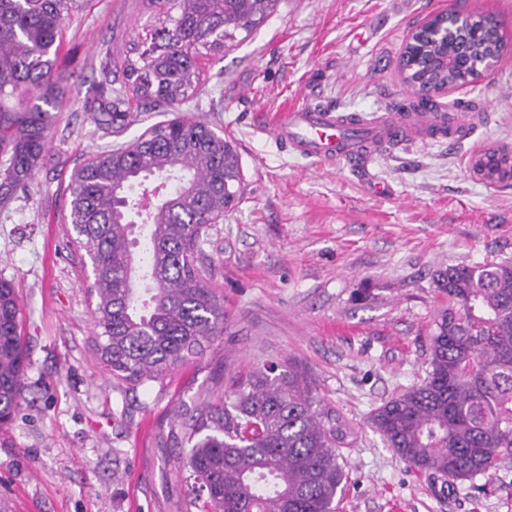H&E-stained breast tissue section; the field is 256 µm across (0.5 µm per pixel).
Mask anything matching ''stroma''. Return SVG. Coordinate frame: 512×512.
<instances>
[{"label": "stroma", "instance_id": "obj_1", "mask_svg": "<svg viewBox=\"0 0 512 512\" xmlns=\"http://www.w3.org/2000/svg\"><path fill=\"white\" fill-rule=\"evenodd\" d=\"M445 9L497 15L512 35V0H280L223 58L200 63L183 115L236 147L243 195L212 225L203 274L224 297V333L200 365L132 386L108 376L92 347L93 275L65 224L72 172L107 144L84 110L101 68L119 69L144 41L147 0H78L63 22L59 70L72 90L27 193L0 207V278L10 281L29 341L26 400L0 425V512H177L185 456L156 443L182 402L211 379L246 377L268 361L297 363L357 433L341 449L335 512H512V463L447 482L411 469L369 422L425 376L434 317L432 275L457 264L512 261V179L473 163L512 152V57L442 95L487 105L491 117L456 146L383 150L368 171L321 168L258 131L304 101L369 114L407 87L399 58L412 30ZM368 282L372 294L353 291Z\"/></svg>", "mask_w": 512, "mask_h": 512}]
</instances>
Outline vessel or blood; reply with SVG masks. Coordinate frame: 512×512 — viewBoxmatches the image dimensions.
<instances>
[{
	"label": "vessel or blood",
	"mask_w": 512,
	"mask_h": 512,
	"mask_svg": "<svg viewBox=\"0 0 512 512\" xmlns=\"http://www.w3.org/2000/svg\"><path fill=\"white\" fill-rule=\"evenodd\" d=\"M484 118L480 111L442 116L433 105L404 97L369 120L328 105H297L276 112L260 131L294 155L319 164H366L375 151L409 142L466 139L473 124Z\"/></svg>",
	"instance_id": "obj_1"
}]
</instances>
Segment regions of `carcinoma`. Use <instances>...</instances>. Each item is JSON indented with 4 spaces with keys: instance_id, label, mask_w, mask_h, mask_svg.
I'll list each match as a JSON object with an SVG mask.
<instances>
[{
    "instance_id": "1",
    "label": "carcinoma",
    "mask_w": 512,
    "mask_h": 512,
    "mask_svg": "<svg viewBox=\"0 0 512 512\" xmlns=\"http://www.w3.org/2000/svg\"><path fill=\"white\" fill-rule=\"evenodd\" d=\"M278 0H149L158 23L123 62L121 87L103 70L98 129L144 112H173L199 88L198 61L250 35ZM71 0H0V205L25 193L47 150L53 113L70 100L56 73ZM175 187L147 209L143 181ZM231 142L204 120L176 116L110 144L71 176L74 244L92 266L93 350L107 373L133 384L202 360L224 333V302L198 267L211 222L239 200ZM145 216L144 242L131 214ZM439 298L425 378L385 401L372 427L417 472L472 480L512 461V262L455 265L433 275ZM20 304L0 279V422L25 399ZM355 429L323 404L295 365L254 369L229 391L199 394L158 445L185 450L199 512H333L344 489L337 449Z\"/></svg>"
}]
</instances>
